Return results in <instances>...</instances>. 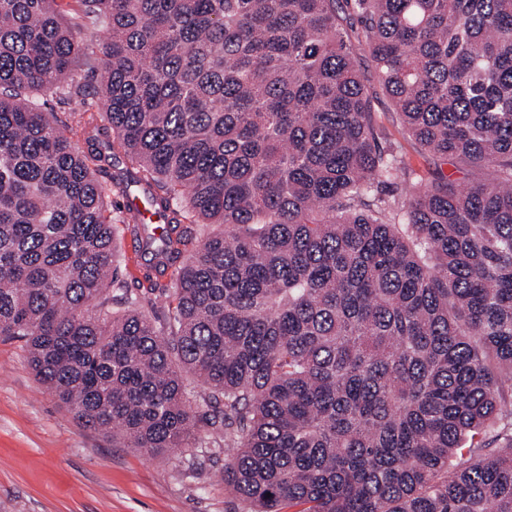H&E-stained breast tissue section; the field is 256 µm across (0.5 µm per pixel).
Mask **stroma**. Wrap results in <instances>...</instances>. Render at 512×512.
<instances>
[{
    "label": "stroma",
    "instance_id": "35a3bbf8",
    "mask_svg": "<svg viewBox=\"0 0 512 512\" xmlns=\"http://www.w3.org/2000/svg\"><path fill=\"white\" fill-rule=\"evenodd\" d=\"M361 67L381 147L425 178L440 170L463 187L482 178L405 138L369 58ZM223 467L218 447L150 456L85 428L36 379L24 342L0 339V512H242Z\"/></svg>",
    "mask_w": 512,
    "mask_h": 512
}]
</instances>
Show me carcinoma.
<instances>
[{
    "label": "carcinoma",
    "instance_id": "carcinoma-1",
    "mask_svg": "<svg viewBox=\"0 0 512 512\" xmlns=\"http://www.w3.org/2000/svg\"><path fill=\"white\" fill-rule=\"evenodd\" d=\"M76 3L0 0V337L128 448L235 449L244 512H512V0ZM363 53L422 151L489 176L381 149ZM81 62L157 237L74 143ZM132 242V237L125 234L121 240L117 264L121 278H124L131 287H134V281L142 280V271L139 253L132 246Z\"/></svg>",
    "mask_w": 512,
    "mask_h": 512
}]
</instances>
